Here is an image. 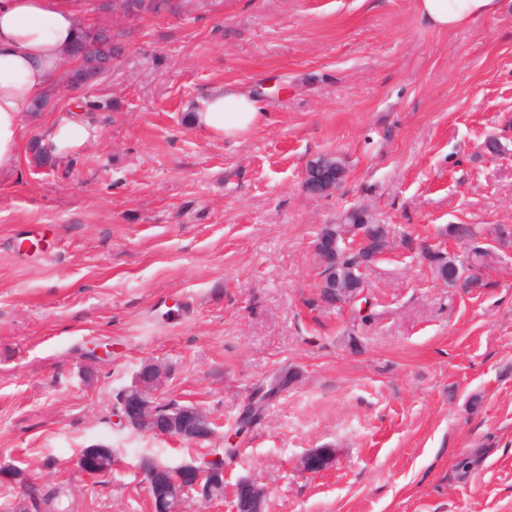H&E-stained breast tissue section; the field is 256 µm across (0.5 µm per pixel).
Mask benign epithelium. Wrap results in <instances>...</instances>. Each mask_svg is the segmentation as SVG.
<instances>
[{"label": "benign epithelium", "mask_w": 512, "mask_h": 512, "mask_svg": "<svg viewBox=\"0 0 512 512\" xmlns=\"http://www.w3.org/2000/svg\"><path fill=\"white\" fill-rule=\"evenodd\" d=\"M345 170L330 155H320L306 166L304 186L319 196L335 189L343 181ZM337 240L321 235L313 242V250L320 261L321 296L336 293V302L350 305L365 293L366 266L359 268L360 288L353 294L341 287V276L326 269ZM162 368L153 362L144 363L119 401V420L123 425L142 430L155 436H169L193 443L213 440L211 418L199 406L174 404L165 409L157 405L155 392L161 385ZM112 450L93 444L81 453L76 465L86 476L103 478L112 473ZM335 457L332 448H316L300 459V469L309 475L327 471ZM139 474L151 505V512H183L189 500L201 503L213 501L215 489L224 485V463L219 454L207 457V462L193 459L178 465L160 463L144 457L139 463ZM265 489L254 478H244L232 486L230 512H264Z\"/></svg>", "instance_id": "obj_1"}]
</instances>
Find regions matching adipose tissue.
<instances>
[{
    "instance_id": "obj_1",
    "label": "adipose tissue",
    "mask_w": 512,
    "mask_h": 512,
    "mask_svg": "<svg viewBox=\"0 0 512 512\" xmlns=\"http://www.w3.org/2000/svg\"><path fill=\"white\" fill-rule=\"evenodd\" d=\"M416 6L426 23L448 31L495 16L502 0H416ZM85 19V0H0V175L16 170L26 133L22 116L62 76ZM265 118L253 92L227 84L204 95L190 120L212 137L238 141ZM93 134L71 114L50 126L45 144L64 154Z\"/></svg>"
}]
</instances>
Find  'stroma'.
<instances>
[{"label": "stroma", "instance_id": "stroma-1", "mask_svg": "<svg viewBox=\"0 0 512 512\" xmlns=\"http://www.w3.org/2000/svg\"><path fill=\"white\" fill-rule=\"evenodd\" d=\"M91 92L97 135L53 162L28 125L0 179V464L61 487L53 512H149L136 464L236 448L225 486L253 477L265 512H512V245L480 293L436 280L424 251L512 229V0L442 32L415 0H183L131 26ZM252 90L268 117L232 143L193 128L198 97ZM496 139L499 152L485 144ZM346 177L306 192L307 162ZM354 207L387 225L367 315L319 295L312 244ZM161 403L222 426L187 446L121 426L118 393L145 362ZM298 380L248 432L255 388ZM112 446L107 478L79 451ZM332 448L319 475L299 459ZM478 455L462 480L456 460Z\"/></svg>", "mask_w": 512, "mask_h": 512}]
</instances>
